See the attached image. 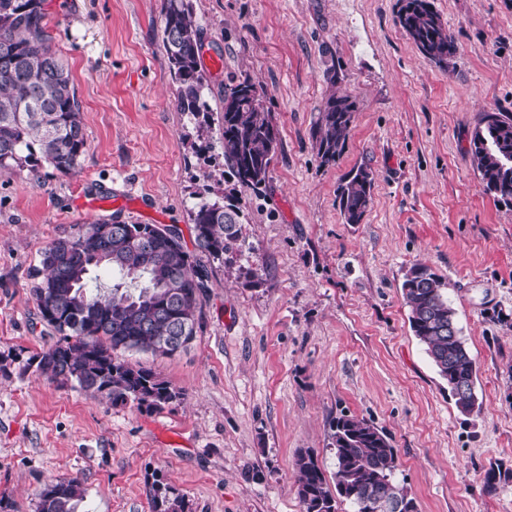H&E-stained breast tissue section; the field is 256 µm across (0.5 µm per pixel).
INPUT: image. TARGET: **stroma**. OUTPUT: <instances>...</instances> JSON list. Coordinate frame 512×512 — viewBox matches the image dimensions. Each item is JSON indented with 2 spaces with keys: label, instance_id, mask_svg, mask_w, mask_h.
<instances>
[{
  "label": "stroma",
  "instance_id": "obj_1",
  "mask_svg": "<svg viewBox=\"0 0 512 512\" xmlns=\"http://www.w3.org/2000/svg\"><path fill=\"white\" fill-rule=\"evenodd\" d=\"M454 35L446 66L397 23L401 0H191L220 109L251 79L282 144L261 192L241 191L242 231L217 260L190 212L224 169L219 130L194 151L161 40L162 0H45L52 47L77 89L87 149L76 175L0 169V512H36L40 487L77 478L82 512H151L161 477L185 512H303L293 461L334 472L329 422L347 412L393 439L419 512H512L488 492L512 468V198L486 192L471 135L512 112V0H431ZM356 105L346 147L321 165L311 139L326 99ZM373 177L370 210L345 223L336 188ZM131 194L142 209L100 207ZM116 219L177 226L209 271L191 344L125 351L179 391L156 410L53 383L26 365L55 342L29 272L64 227ZM427 265L448 289L478 374L463 416L412 334L401 283Z\"/></svg>",
  "mask_w": 512,
  "mask_h": 512
}]
</instances>
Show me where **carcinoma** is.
I'll list each match as a JSON object with an SVG mask.
<instances>
[{
  "instance_id": "1",
  "label": "carcinoma",
  "mask_w": 512,
  "mask_h": 512,
  "mask_svg": "<svg viewBox=\"0 0 512 512\" xmlns=\"http://www.w3.org/2000/svg\"><path fill=\"white\" fill-rule=\"evenodd\" d=\"M162 43L177 85L176 108L196 121L198 136L211 129L206 77L200 63V29L190 0H162ZM397 23L418 52L443 66L456 41L429 0H402ZM356 107L350 97L331 95L320 112L312 140L321 164L336 162L346 144ZM220 149L231 175L259 189L280 144V130L265 112L263 91L245 78L224 90L219 117ZM87 135L76 89L46 31L44 0H0V169L61 175L80 169ZM512 113L489 112L472 134V158L487 192L512 198ZM367 169L351 171L337 188L346 223L359 224L373 199ZM198 249L215 259L240 237L241 211L235 199H201L191 211ZM119 276L107 291L96 285V269ZM31 277L39 316L59 339L29 358L50 381L72 383L106 396L112 405L132 403L156 410L180 393L141 365L118 356L162 350L165 336L179 335L183 321L197 320L208 270L184 247L179 230L162 233L155 224H71L41 252ZM414 336L425 346L459 412L481 411L475 391L476 364L460 334L446 284L425 265H415L402 284ZM336 459L328 484L313 453H297L293 467L304 512H385L380 499L400 512H418L415 498L396 477L401 463L387 432L374 422L342 413L329 425ZM486 488L512 484V471L492 467ZM151 512H185L183 501L156 478L149 489ZM85 489L77 478L50 480L38 492L37 512H79Z\"/></svg>"
}]
</instances>
